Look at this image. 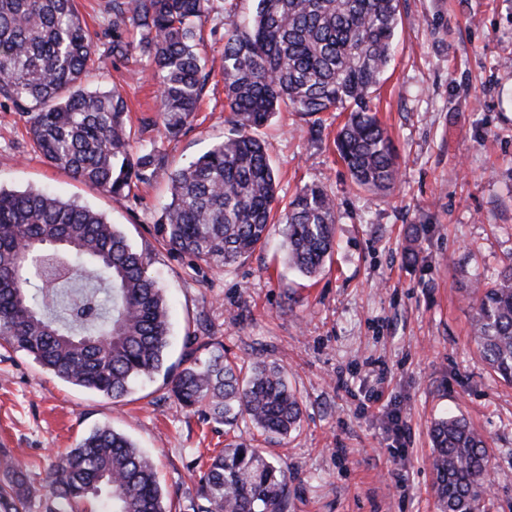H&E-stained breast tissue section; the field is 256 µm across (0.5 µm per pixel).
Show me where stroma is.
I'll list each match as a JSON object with an SVG mask.
<instances>
[{"label": "stroma", "mask_w": 512, "mask_h": 512, "mask_svg": "<svg viewBox=\"0 0 512 512\" xmlns=\"http://www.w3.org/2000/svg\"><path fill=\"white\" fill-rule=\"evenodd\" d=\"M77 7L96 46L84 86L123 96L132 153L155 151L164 169L112 198L39 157L24 119L0 98V187L48 190L120 225L166 290L170 362L191 331L239 359L277 363L303 416L283 441L243 424L206 435L162 376L115 400L0 347V486L21 460L28 512H44L52 461L109 426L153 459L175 500L193 485L194 458L246 442L281 460L288 512H440L430 429L462 416L487 441L494 490L480 512H512V386L483 362L470 332L472 281L495 279L512 254V0H400L394 59L373 95L398 153L391 192L352 182L334 145L338 113L310 119L284 109L260 130L281 202L306 184L336 200L337 247L313 280L283 262L276 232L224 270L170 250L153 230L169 171L231 130L219 72L224 18L252 13V0H212L202 50L213 71L195 120L175 139L154 124L157 82L145 62L134 51L112 53V0Z\"/></svg>", "instance_id": "obj_1"}]
</instances>
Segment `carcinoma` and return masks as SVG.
Segmentation results:
<instances>
[{"label":"carcinoma","mask_w":512,"mask_h":512,"mask_svg":"<svg viewBox=\"0 0 512 512\" xmlns=\"http://www.w3.org/2000/svg\"><path fill=\"white\" fill-rule=\"evenodd\" d=\"M249 19L225 21L222 75L231 133L170 173L171 200L154 225L173 251L230 268L267 240L277 202L274 168L256 135L281 108L312 116L346 112L336 149L353 183L389 192L398 155L372 106L390 66L400 0H254ZM211 0H112V54L138 50L159 79L158 117L178 137L198 111L210 76L201 55ZM130 21L140 38L126 40ZM95 45L75 0H0V95L26 118L35 152L110 195L154 178L163 158L130 150L127 106L82 77ZM282 253L302 276L320 275L335 246L336 204L305 185L278 219ZM53 240L66 245L55 252ZM60 257L70 273L47 265ZM472 338L495 373L512 383V257L497 279L477 284ZM170 339L169 306L147 256L106 217L41 191L0 189V340L71 384L114 399L158 372ZM186 365L166 376L182 409L228 432L245 421L285 439L302 407L275 363L230 360L219 342L187 334ZM205 350L203 358L197 352ZM441 512H476L486 494L487 442L464 417L431 427ZM186 512H288L281 465L245 443L213 449L201 463ZM23 469L0 487L11 502ZM45 512L99 498L108 512H172L153 465L126 435L98 428L47 479Z\"/></svg>","instance_id":"obj_1"}]
</instances>
